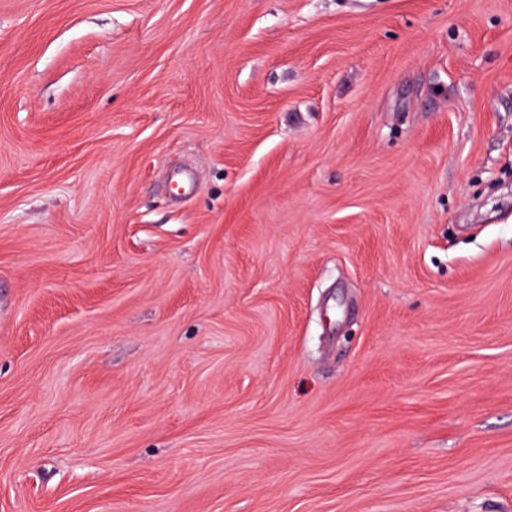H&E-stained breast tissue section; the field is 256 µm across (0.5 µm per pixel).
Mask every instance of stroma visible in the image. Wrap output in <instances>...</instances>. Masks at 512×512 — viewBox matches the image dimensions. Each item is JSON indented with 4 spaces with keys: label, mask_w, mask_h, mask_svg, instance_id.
Here are the masks:
<instances>
[{
    "label": "stroma",
    "mask_w": 512,
    "mask_h": 512,
    "mask_svg": "<svg viewBox=\"0 0 512 512\" xmlns=\"http://www.w3.org/2000/svg\"><path fill=\"white\" fill-rule=\"evenodd\" d=\"M0 512H512V0H0Z\"/></svg>",
    "instance_id": "obj_1"
}]
</instances>
